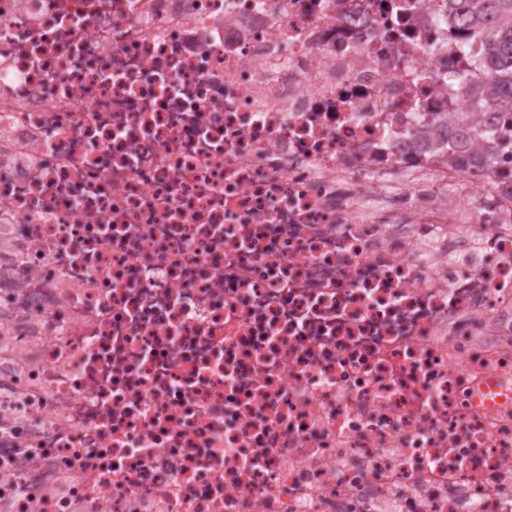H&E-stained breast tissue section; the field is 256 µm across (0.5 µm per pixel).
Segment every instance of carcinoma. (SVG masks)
I'll use <instances>...</instances> for the list:
<instances>
[{
    "label": "carcinoma",
    "instance_id": "cac0c4a2",
    "mask_svg": "<svg viewBox=\"0 0 512 512\" xmlns=\"http://www.w3.org/2000/svg\"><path fill=\"white\" fill-rule=\"evenodd\" d=\"M450 2L459 28L475 30L483 41V55L474 64L485 74L484 87H468L484 111L495 114L483 135L494 148L512 153V0Z\"/></svg>",
    "mask_w": 512,
    "mask_h": 512
}]
</instances>
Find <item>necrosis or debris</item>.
Instances as JSON below:
<instances>
[{
	"label": "necrosis or debris",
	"mask_w": 512,
	"mask_h": 512,
	"mask_svg": "<svg viewBox=\"0 0 512 512\" xmlns=\"http://www.w3.org/2000/svg\"><path fill=\"white\" fill-rule=\"evenodd\" d=\"M448 0H0V512H512V161Z\"/></svg>",
	"instance_id": "necrosis-or-debris-1"
}]
</instances>
